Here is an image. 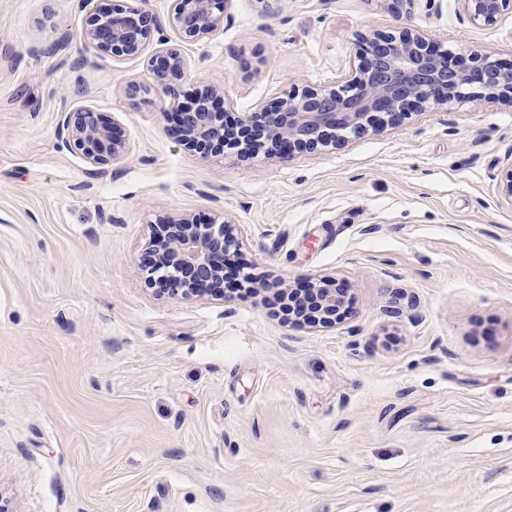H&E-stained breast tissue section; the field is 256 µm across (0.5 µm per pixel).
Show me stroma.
Returning <instances> with one entry per match:
<instances>
[{
    "label": "stroma",
    "mask_w": 512,
    "mask_h": 512,
    "mask_svg": "<svg viewBox=\"0 0 512 512\" xmlns=\"http://www.w3.org/2000/svg\"><path fill=\"white\" fill-rule=\"evenodd\" d=\"M79 0H0V498L11 512H512V102L460 100L287 161L200 158L143 59L85 49ZM403 25L512 60L457 0H230L189 92L256 112ZM88 106L128 155L58 135ZM245 228L269 287L347 281L353 314L189 299L145 271L156 216ZM398 316H388L389 308Z\"/></svg>",
    "instance_id": "1"
}]
</instances>
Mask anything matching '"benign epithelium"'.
<instances>
[{"mask_svg": "<svg viewBox=\"0 0 512 512\" xmlns=\"http://www.w3.org/2000/svg\"><path fill=\"white\" fill-rule=\"evenodd\" d=\"M230 0H176L168 25L182 42H203L224 26ZM475 27H491L512 13V0H458ZM163 23L142 0H114L107 11L94 10L86 20L84 46L116 57L144 55ZM154 90L170 128L181 144L204 157L254 155L251 145L282 160L296 153L321 151L368 131H381L413 112L455 100L512 98V63L503 64L478 50L454 53L422 29L400 26L363 36L362 54L338 84L295 87L271 107L242 112L225 130L224 88L205 85L191 101L179 102L184 71L180 49L171 45L147 58ZM59 136L83 159L102 169L128 155V143L116 126L88 107L67 113ZM244 233L223 215L208 224L189 216L163 215L154 223L146 250L151 254L150 281L164 294L183 298L224 294L229 257L240 249ZM288 307V322L326 327L351 314L348 285L337 279L311 282L273 293Z\"/></svg>", "mask_w": 512, "mask_h": 512, "instance_id": "7a95c632", "label": "benign epithelium"}]
</instances>
